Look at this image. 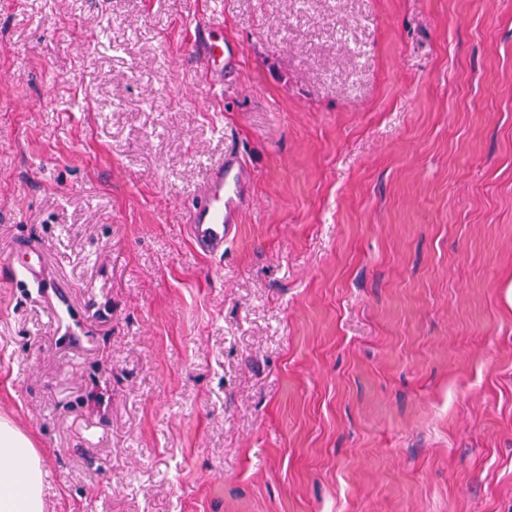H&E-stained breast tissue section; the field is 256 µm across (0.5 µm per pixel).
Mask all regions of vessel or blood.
Wrapping results in <instances>:
<instances>
[{"instance_id":"vessel-or-blood-1","label":"vessel or blood","mask_w":512,"mask_h":512,"mask_svg":"<svg viewBox=\"0 0 512 512\" xmlns=\"http://www.w3.org/2000/svg\"><path fill=\"white\" fill-rule=\"evenodd\" d=\"M209 24L196 27L194 43L200 65L215 92H222L224 72L233 68L239 51L231 44L211 38ZM251 176L235 153L209 167L207 176L186 208L183 232L200 255L220 258L225 246L238 236L242 216L250 203ZM15 252L18 273L34 284H43L42 251L23 244Z\"/></svg>"}]
</instances>
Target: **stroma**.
<instances>
[{
    "label": "stroma",
    "mask_w": 512,
    "mask_h": 512,
    "mask_svg": "<svg viewBox=\"0 0 512 512\" xmlns=\"http://www.w3.org/2000/svg\"><path fill=\"white\" fill-rule=\"evenodd\" d=\"M0 0V415L46 512H512V0ZM238 237L183 208L225 153ZM210 14L207 22L196 27L194 43L196 55L200 65L210 80L216 93L223 91L224 69H232L239 58V50L231 44L219 42L210 37L209 29L216 24L212 18L219 16L224 11L222 0H211ZM250 182L251 175L233 152L208 168L194 201L185 209L182 225L198 254L223 257L224 246L237 238L250 203ZM14 252L20 261L17 267L10 266L11 273H21L29 278L34 284L40 287L44 283L43 279V253L42 251L31 247L30 245H18Z\"/></svg>",
    "instance_id": "35a3bbf8"
}]
</instances>
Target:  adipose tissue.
<instances>
[{
	"label": "adipose tissue",
	"mask_w": 512,
	"mask_h": 512,
	"mask_svg": "<svg viewBox=\"0 0 512 512\" xmlns=\"http://www.w3.org/2000/svg\"><path fill=\"white\" fill-rule=\"evenodd\" d=\"M46 471L31 439L0 418V512H46Z\"/></svg>",
	"instance_id": "1"
}]
</instances>
